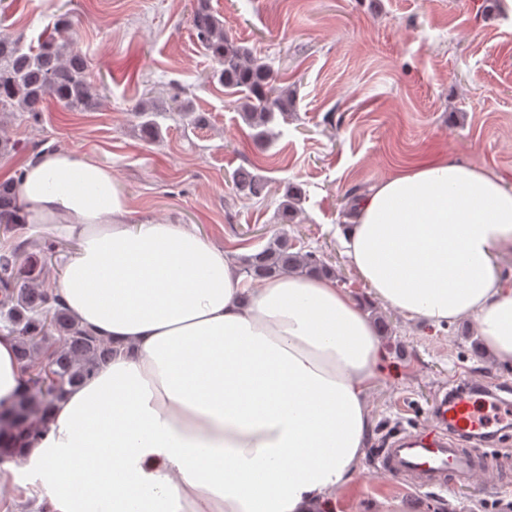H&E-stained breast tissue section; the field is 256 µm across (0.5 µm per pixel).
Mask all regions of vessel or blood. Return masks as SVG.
Returning a JSON list of instances; mask_svg holds the SVG:
<instances>
[{"mask_svg": "<svg viewBox=\"0 0 512 512\" xmlns=\"http://www.w3.org/2000/svg\"><path fill=\"white\" fill-rule=\"evenodd\" d=\"M471 386H463L453 398H436L430 417L434 430H414L397 436L388 447L379 449L378 472L401 478L416 490L444 489L448 484H465L476 476L499 473L502 466L476 448L463 447L460 434L476 431L472 421L474 404Z\"/></svg>", "mask_w": 512, "mask_h": 512, "instance_id": "obj_1", "label": "vessel or blood"}]
</instances>
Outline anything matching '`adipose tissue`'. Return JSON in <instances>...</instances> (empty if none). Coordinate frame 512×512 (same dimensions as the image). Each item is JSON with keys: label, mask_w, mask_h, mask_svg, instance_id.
Returning a JSON list of instances; mask_svg holds the SVG:
<instances>
[{"label": "adipose tissue", "mask_w": 512, "mask_h": 512, "mask_svg": "<svg viewBox=\"0 0 512 512\" xmlns=\"http://www.w3.org/2000/svg\"><path fill=\"white\" fill-rule=\"evenodd\" d=\"M27 223L78 241L57 287L111 341V361L47 411L22 457L50 512H332L353 480L382 350L359 304L326 276L253 288L182 224L129 223L105 166L68 152L28 161ZM339 228L372 296L439 325L473 316L512 365V187L435 156L373 186ZM24 390L0 332V400Z\"/></svg>", "instance_id": "obj_1"}]
</instances>
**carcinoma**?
<instances>
[{
    "mask_svg": "<svg viewBox=\"0 0 512 512\" xmlns=\"http://www.w3.org/2000/svg\"><path fill=\"white\" fill-rule=\"evenodd\" d=\"M192 29L196 41L218 65L212 77L237 97V111L254 139L274 141L280 135L274 130L276 121L286 124L294 117V89L279 85L271 68L251 49L229 40L224 21L208 0H197ZM68 30V22L62 19L57 36L26 49L18 39L0 34V112L35 114L49 98L67 109L97 99V89L86 77L84 58ZM171 108L187 115L193 127L205 124L178 94L171 97ZM155 112L151 101L136 107L142 132L152 138L159 135ZM232 179L239 191L252 197L261 196L267 187L266 179L245 169ZM300 212L301 192L291 187L278 209L280 223H294ZM23 220L24 206L15 181L0 182V224L8 227ZM61 245V240L32 239L0 254V331L14 337L25 374L24 392L7 405L0 401V464L17 459L25 442L47 432L45 409L55 398L112 358V344L84 327L62 304L56 289L47 285L45 265ZM240 271L254 281L285 273L335 275L316 253L293 250L284 231L260 251L241 258Z\"/></svg>",
    "mask_w": 512,
    "mask_h": 512,
    "instance_id": "cac0c4a2",
    "label": "carcinoma"
}]
</instances>
